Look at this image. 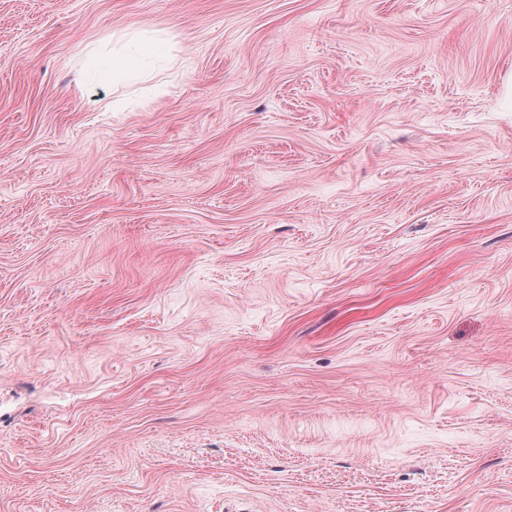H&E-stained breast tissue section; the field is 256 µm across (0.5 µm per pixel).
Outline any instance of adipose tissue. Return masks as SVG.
<instances>
[{
  "instance_id": "adipose-tissue-1",
  "label": "adipose tissue",
  "mask_w": 512,
  "mask_h": 512,
  "mask_svg": "<svg viewBox=\"0 0 512 512\" xmlns=\"http://www.w3.org/2000/svg\"><path fill=\"white\" fill-rule=\"evenodd\" d=\"M166 41L143 34L131 38L128 45L112 51H103L91 56L89 65L98 83H107L115 75L134 78L141 65L165 52Z\"/></svg>"
}]
</instances>
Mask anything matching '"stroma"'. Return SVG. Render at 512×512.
Instances as JSON below:
<instances>
[{"instance_id":"obj_1","label":"stroma","mask_w":512,"mask_h":512,"mask_svg":"<svg viewBox=\"0 0 512 512\" xmlns=\"http://www.w3.org/2000/svg\"><path fill=\"white\" fill-rule=\"evenodd\" d=\"M511 78L512 0H0V512H512ZM130 46H133L132 49ZM166 48L167 41L139 34L132 37L120 49L94 54L90 58L89 65L100 84L107 83L116 74L132 79L138 73V69L132 65L133 62L145 65L152 57L166 52Z\"/></svg>"}]
</instances>
